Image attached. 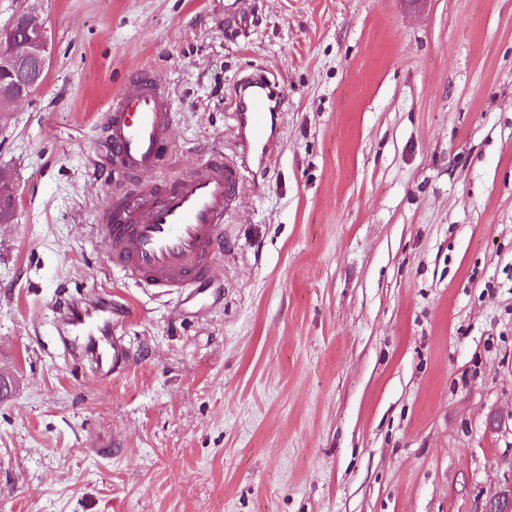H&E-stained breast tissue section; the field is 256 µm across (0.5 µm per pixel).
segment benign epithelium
I'll return each instance as SVG.
<instances>
[{
    "label": "benign epithelium",
    "instance_id": "1",
    "mask_svg": "<svg viewBox=\"0 0 512 512\" xmlns=\"http://www.w3.org/2000/svg\"><path fill=\"white\" fill-rule=\"evenodd\" d=\"M35 13L37 7L32 5L0 28V103L27 101L44 83L49 40ZM486 512H512L511 485L487 500Z\"/></svg>",
    "mask_w": 512,
    "mask_h": 512
}]
</instances>
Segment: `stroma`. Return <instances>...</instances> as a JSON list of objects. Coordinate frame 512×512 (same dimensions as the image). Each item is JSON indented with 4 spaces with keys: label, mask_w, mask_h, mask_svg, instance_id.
Masks as SVG:
<instances>
[{
    "label": "stroma",
    "mask_w": 512,
    "mask_h": 512,
    "mask_svg": "<svg viewBox=\"0 0 512 512\" xmlns=\"http://www.w3.org/2000/svg\"><path fill=\"white\" fill-rule=\"evenodd\" d=\"M43 0L50 66L0 114V512H482L512 484V0ZM149 70L172 173L282 105L199 314L112 267L100 118ZM103 295L98 381L56 329ZM57 330L65 344L80 350L94 374L106 379L125 372L130 351L122 336H112V300L95 297L82 306L68 299L58 304Z\"/></svg>",
    "instance_id": "stroma-1"
}]
</instances>
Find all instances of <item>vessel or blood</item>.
Segmentation results:
<instances>
[{"instance_id": "obj_1", "label": "vessel or blood", "mask_w": 512, "mask_h": 512, "mask_svg": "<svg viewBox=\"0 0 512 512\" xmlns=\"http://www.w3.org/2000/svg\"><path fill=\"white\" fill-rule=\"evenodd\" d=\"M266 80L248 77L234 113L240 153L219 152L187 172L165 176L176 119L172 95L149 71L127 79L103 115L100 154L112 176V204L98 226L114 267L134 283L193 296L216 279L224 222L246 189L245 159L264 151L274 112ZM57 330L105 379L125 372L130 351L112 333V302L58 304Z\"/></svg>"}]
</instances>
